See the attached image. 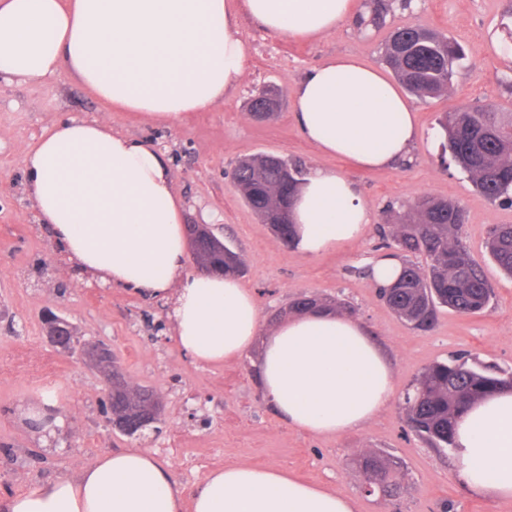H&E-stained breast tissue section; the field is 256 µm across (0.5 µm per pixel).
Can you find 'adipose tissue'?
Instances as JSON below:
<instances>
[{"instance_id": "1", "label": "adipose tissue", "mask_w": 512, "mask_h": 512, "mask_svg": "<svg viewBox=\"0 0 512 512\" xmlns=\"http://www.w3.org/2000/svg\"><path fill=\"white\" fill-rule=\"evenodd\" d=\"M361 0H0V84L40 82L68 66L107 109L173 123L237 90L248 47L239 19L317 38L359 18ZM295 118L320 156L386 169L421 137L413 105L375 66L339 56L293 88ZM27 190L64 259L82 276L172 298L182 352L218 365L260 346L266 398L299 430L338 436L394 397L392 368L366 329L322 308L266 328L231 275L188 269L186 203L160 149L98 118H69L23 154ZM293 247L307 256L364 237L371 213L357 185L323 163L292 200ZM453 473L472 491L512 500V389L492 391L454 425ZM0 512H354L324 485L271 467L209 471L184 498L147 448L102 456L76 477L6 498Z\"/></svg>"}]
</instances>
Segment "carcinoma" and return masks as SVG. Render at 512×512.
Returning a JSON list of instances; mask_svg holds the SVG:
<instances>
[{"instance_id":"cac0c4a2","label":"carcinoma","mask_w":512,"mask_h":512,"mask_svg":"<svg viewBox=\"0 0 512 512\" xmlns=\"http://www.w3.org/2000/svg\"><path fill=\"white\" fill-rule=\"evenodd\" d=\"M385 3L373 4L363 25H385ZM383 61L412 95L425 98L447 91L463 51L453 38L419 25H406L391 32L382 47ZM453 160L467 173L475 188L492 202L512 203V116L493 105L466 107L444 115L440 121ZM304 169L294 163L288 170L269 155L245 157L233 169L232 178L244 203L262 221L288 209L290 196ZM389 219L397 224L393 240L404 256H422L421 267L405 262L399 280L379 288L394 314L412 329L429 330L439 309L477 313L486 309L492 288L474 263L461 237L466 213L458 203L428 195L389 205ZM490 257L512 277V225L494 226L486 242ZM205 261L213 272L239 275L244 271L239 253L215 238L206 247ZM512 385V373H489L452 355L426 368L404 396V409L411 430L430 447L445 453L454 450L453 423L458 413L485 393ZM153 391L126 387L112 393V408L132 412L144 406ZM368 481L382 495L399 487L395 461L376 453L361 459Z\"/></svg>"}]
</instances>
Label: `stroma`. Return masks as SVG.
Instances as JSON below:
<instances>
[{
	"label": "stroma",
	"mask_w": 512,
	"mask_h": 512,
	"mask_svg": "<svg viewBox=\"0 0 512 512\" xmlns=\"http://www.w3.org/2000/svg\"><path fill=\"white\" fill-rule=\"evenodd\" d=\"M409 22L453 37L467 58L448 93L414 99L423 137L411 160L369 170L329 159V166L357 183L374 220L360 241L303 255L276 239L245 206L232 182L235 163L262 153L307 168L318 162L315 146L295 121V83L336 55L382 67L389 28ZM506 25L512 27V0H415L411 9L391 11L383 28L346 21L316 39L267 32L244 16L239 32L250 54L241 86L172 125L134 112H103L65 67L41 82L0 85V500L76 476L102 454L148 448L169 463L174 481L187 492L210 470L247 464L322 484L351 498L355 512H512V501L474 493L454 477L448 455L409 432L402 410L403 395L419 373L449 355L512 369V279L485 249L490 227L512 224V208L489 201L454 163H442L438 125L445 113L476 104L512 112V59L488 45L490 31ZM268 85L283 89L285 99L274 118L260 122L247 101ZM98 115L114 130L166 153L174 188L188 203L186 223L211 225L240 254L245 272L238 281L256 297L267 326L287 318L290 301L307 294L345 305L348 316L368 329L392 364L394 398L367 425L335 437L289 426L261 391L256 353L219 366L196 364L167 325L169 303L85 282L64 262L25 190L22 157L45 129L73 116ZM423 194L464 207L463 237L493 289L486 310H441L427 332L399 320L368 276L370 263L390 251L381 218L387 204ZM49 312L69 319L80 341L111 343L127 380L161 397L160 433L132 439L112 430L101 409L102 376L78 355L48 343L43 317ZM48 398L64 420L51 436L27 424L30 410ZM367 451L400 462L403 487L396 496L364 493L359 459Z\"/></svg>",
	"instance_id": "35a3bbf8"
}]
</instances>
